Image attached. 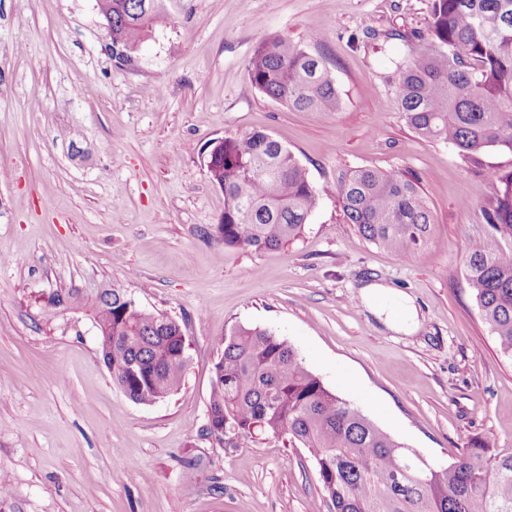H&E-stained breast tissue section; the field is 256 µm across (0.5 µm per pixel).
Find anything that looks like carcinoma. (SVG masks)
I'll return each mask as SVG.
<instances>
[{"label":"carcinoma","instance_id":"cac0c4a2","mask_svg":"<svg viewBox=\"0 0 512 512\" xmlns=\"http://www.w3.org/2000/svg\"><path fill=\"white\" fill-rule=\"evenodd\" d=\"M148 2L145 11L142 2ZM169 0H112V56L131 59L168 18ZM426 47L396 63L408 125L444 140L470 162L488 148L512 151V0H432ZM252 85L290 109L320 116L339 109L323 63L282 38L250 57ZM224 192V247L274 250L298 238L319 190L280 141L262 131L224 138V162L207 172ZM482 216L490 230L469 241L465 276L484 322L512 355V170H491ZM348 224L400 255L427 241L431 211L400 171L361 168L336 179ZM46 305L91 316L112 382L133 402L176 393L189 340L168 315L141 307L121 288L52 292ZM224 428L233 448L272 436L308 449L331 512H512V455L477 442L443 467L417 466L407 447L330 391L296 350L272 332L238 327L222 339L203 433Z\"/></svg>","mask_w":512,"mask_h":512}]
</instances>
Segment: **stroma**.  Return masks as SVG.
Segmentation results:
<instances>
[{"instance_id":"1","label":"stroma","mask_w":512,"mask_h":512,"mask_svg":"<svg viewBox=\"0 0 512 512\" xmlns=\"http://www.w3.org/2000/svg\"><path fill=\"white\" fill-rule=\"evenodd\" d=\"M431 0H180L117 63L96 0H0V512H327L309 451L204 436L219 342L237 326L287 341L380 429L448 465L487 443L512 455V357L465 278L488 229L489 169L420 137L397 100L396 61L423 45ZM280 36L319 57L340 97L324 116L254 88L247 62ZM263 131L320 197L301 237L224 246V194L201 154ZM413 175L431 234L400 256L347 224L338 174ZM374 279L409 296L412 334L358 299ZM115 286L182 323L180 390L152 405L112 383L90 319L44 307L59 288ZM196 460L194 479L184 464Z\"/></svg>"}]
</instances>
